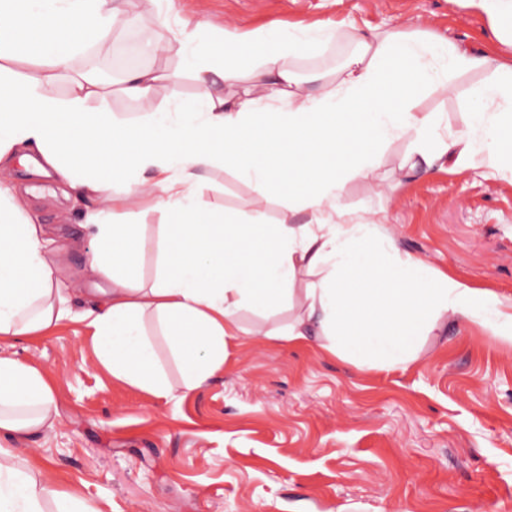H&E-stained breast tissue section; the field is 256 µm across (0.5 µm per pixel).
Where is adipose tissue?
<instances>
[{
    "mask_svg": "<svg viewBox=\"0 0 512 512\" xmlns=\"http://www.w3.org/2000/svg\"><path fill=\"white\" fill-rule=\"evenodd\" d=\"M139 0H0V168L37 159L85 202L93 270L109 281L89 315L101 365L114 381L158 398L194 392L224 367L243 331L241 310L288 309L286 326L253 333L290 343L317 340L325 353L364 371L404 370L421 339L458 318L512 345V298L473 288L400 254L378 212L345 204L354 181H373L386 146L409 145L404 177L486 156L512 175V66L421 31L372 29L354 53L306 89L290 61L333 41L338 28H261L245 34L205 22L161 21L157 56L180 59L198 91L132 122L104 103L113 90L151 100L168 81L151 66L128 70L112 88L77 55L135 25ZM493 70L478 93L469 130L449 134L442 113L417 111L426 90L450 91L458 72ZM63 94H55L56 86ZM220 168L249 183L234 212L202 203ZM282 208L261 220L263 202ZM150 203L154 239L116 210ZM309 219L300 224L298 213ZM43 225L28 201L0 181V343L78 320L67 306ZM155 255L152 281L136 264ZM163 339L180 368L159 364ZM52 386L35 367L0 355V432L24 438L53 426ZM104 512L43 472L19 471L0 449V512Z\"/></svg>",
    "mask_w": 512,
    "mask_h": 512,
    "instance_id": "ef3b65f1",
    "label": "adipose tissue"
}]
</instances>
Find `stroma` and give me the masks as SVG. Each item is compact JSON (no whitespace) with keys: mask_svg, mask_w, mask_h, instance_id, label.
Returning a JSON list of instances; mask_svg holds the SVG:
<instances>
[{"mask_svg":"<svg viewBox=\"0 0 512 512\" xmlns=\"http://www.w3.org/2000/svg\"><path fill=\"white\" fill-rule=\"evenodd\" d=\"M174 11L240 33L314 25L423 30L512 62V40L466 0H175ZM158 26L143 0L138 26L117 29L76 61L107 63L130 46L141 63L179 72L178 58L151 56ZM354 49L344 37L291 65L310 82ZM491 76L453 75V92L426 91L419 107L466 132L476 92ZM193 91L180 75L152 101L115 93L106 106L117 120H138ZM407 150L406 142L392 143L378 180L349 185L347 206L384 212L400 253L512 297V177L476 163L401 181L396 170ZM45 185L30 202L57 247L66 293L80 305L106 282L87 263L79 212L55 179ZM249 191L215 169L201 198L231 212ZM239 318L246 333L229 344L223 370L185 397L156 398L113 381L85 323L18 338L0 353L43 373L58 417L27 439L0 438V448L58 487H80L105 512H512L511 346L452 320L423 337L421 359L407 370L365 372L313 341L251 335L261 321L253 311Z\"/></svg>","mask_w":512,"mask_h":512,"instance_id":"obj_1","label":"stroma"}]
</instances>
